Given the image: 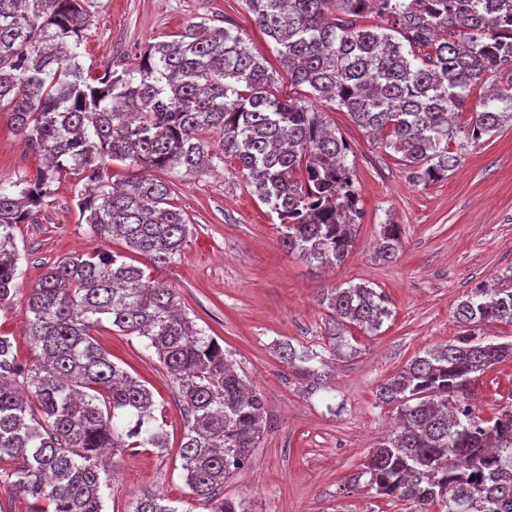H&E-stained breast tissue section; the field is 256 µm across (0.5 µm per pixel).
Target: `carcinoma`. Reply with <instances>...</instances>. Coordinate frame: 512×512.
I'll use <instances>...</instances> for the list:
<instances>
[{"mask_svg": "<svg viewBox=\"0 0 512 512\" xmlns=\"http://www.w3.org/2000/svg\"><path fill=\"white\" fill-rule=\"evenodd\" d=\"M246 2L306 97L276 95L265 58L204 21L149 45L137 66L95 75L80 62L95 0H0V112L46 160L34 176L0 183V308L18 293L14 230L38 223L64 174L95 187L77 208L96 236L120 239L160 267L180 254L190 228L169 202L170 186L149 171H212L231 159L276 214L288 251L340 266L362 212L349 146L328 129L318 104L348 112L423 183L447 177L464 143L512 122V78L465 122L455 121L476 85L512 72V0ZM368 11L376 24L352 21ZM114 161L138 173L111 189ZM401 247L400 225H383L377 257L389 261ZM144 279V268L100 246L64 258L25 296L35 364L21 367L0 336V486L32 500L31 512H104L103 455L167 448L151 389L94 337L105 320L147 338L178 388L189 414L179 457L190 494L210 512H248L245 502L214 495L250 465L263 436V398L222 346L195 328L176 291ZM323 301L331 324L321 350L278 344L312 392L330 380L325 354L358 352L344 329L372 333L391 315L364 284L332 288ZM455 318L459 336L378 386V400L397 405V429L369 451L353 482L366 478L378 496L405 501L410 512H512V408L484 419L469 404L478 378L512 358V341H491L483 329L512 323V274L499 288H473ZM133 512L179 510L146 490Z\"/></svg>", "mask_w": 512, "mask_h": 512, "instance_id": "obj_1", "label": "carcinoma"}]
</instances>
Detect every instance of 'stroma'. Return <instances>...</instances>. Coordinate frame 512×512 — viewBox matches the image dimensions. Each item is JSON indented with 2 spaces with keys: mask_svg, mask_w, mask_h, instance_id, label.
<instances>
[{
  "mask_svg": "<svg viewBox=\"0 0 512 512\" xmlns=\"http://www.w3.org/2000/svg\"><path fill=\"white\" fill-rule=\"evenodd\" d=\"M203 19L250 39L275 71L279 96L301 97L246 0H97L81 62L96 74L135 66L149 44L172 40ZM322 110L350 146L347 163L364 214L344 264L329 268L289 253L278 220L238 165L227 162L206 174L162 173L191 233L173 263L152 276L175 289L196 328L218 341L265 403L260 446L251 466L225 482L224 498L245 501L249 512H408L405 502L378 497L352 477L397 422L396 407L379 402L378 385L424 349L458 336L454 312L467 291L512 270V123L465 144L447 178L424 185L413 180L400 154L368 136L348 113L327 103ZM43 165L0 114V181H17ZM81 188L76 176H63L53 183L38 223L15 230L20 295L0 309V336L10 338L24 367L37 357L24 293L47 265L97 244L79 221ZM388 223L399 225L402 248L385 262L372 246ZM345 282L375 288L391 316L377 332L358 333L356 354L335 358L331 391L311 394L276 346L286 339L318 345L328 314L322 294ZM95 337L113 362L146 381L169 436L167 450L130 448L115 459L104 512H133L145 490L165 495L179 512H208L186 486L177 454L184 404L146 338L107 322ZM472 404L484 417L512 405V359L478 379Z\"/></svg>",
  "mask_w": 512,
  "mask_h": 512,
  "instance_id": "35a3bbf8",
  "label": "stroma"
}]
</instances>
